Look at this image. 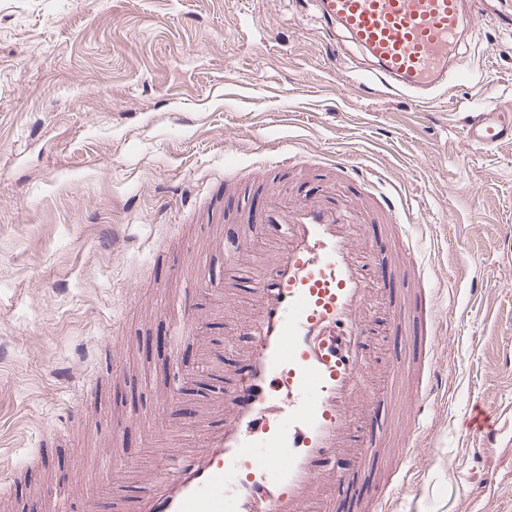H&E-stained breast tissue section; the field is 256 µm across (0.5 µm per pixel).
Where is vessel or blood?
I'll return each instance as SVG.
<instances>
[{"label": "vessel or blood", "mask_w": 512, "mask_h": 512, "mask_svg": "<svg viewBox=\"0 0 512 512\" xmlns=\"http://www.w3.org/2000/svg\"><path fill=\"white\" fill-rule=\"evenodd\" d=\"M466 0H314L316 19L328 42L326 57L340 54L332 36L342 29L347 41L372 59L378 82L396 96L426 105L448 87L449 62L466 54L457 41ZM472 153L512 140V126L489 112L466 126ZM350 188L319 185L303 194L274 189L250 207L243 223L224 233V281L201 280L186 297L175 298L176 318L164 338L170 379L158 397L155 424L172 439L151 466L133 461L113 469L100 462L104 481L83 500V512H326L337 488L350 480L340 468L351 455L361 465L377 461L372 431L382 419L379 406L362 418L353 407L368 365L359 338L367 331L373 296L386 298L393 332L417 325L418 381L415 406L434 394L431 377L440 334L438 291L407 234V204L399 186L378 193L376 202L394 233L376 240L363 233L366 212L356 206L362 182L359 166L343 162ZM282 236L267 239L268 225ZM400 252L416 286L415 299L397 297L398 285L382 264L367 268L365 252ZM251 271L248 307L238 300V274ZM243 321L247 342L211 337V317ZM194 342L193 361L182 347ZM366 429L351 446L353 428ZM466 430L480 447L497 441V410L472 408ZM404 448L387 471L386 492L370 504L390 512L392 495L409 491ZM41 448L13 480L52 468Z\"/></svg>", "instance_id": "b4317fda"}]
</instances>
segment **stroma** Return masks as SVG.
I'll list each match as a JSON object with an SVG mask.
<instances>
[{
    "label": "stroma",
    "mask_w": 512,
    "mask_h": 512,
    "mask_svg": "<svg viewBox=\"0 0 512 512\" xmlns=\"http://www.w3.org/2000/svg\"><path fill=\"white\" fill-rule=\"evenodd\" d=\"M465 20L468 79L426 106L366 95L368 67L325 58L308 0H0V462L51 448L58 467L17 486L0 512H31L61 473L85 493L111 418L153 416L185 276L166 260L195 250L224 278L216 240L254 192L211 204L226 168L265 187L343 181L325 157L361 159L402 185L408 230L443 310L434 385L419 417L422 458L394 512H512V447L466 452L473 404L502 409L512 436V141L474 154L463 118L512 98V0H479ZM308 159L280 165L284 152ZM164 260H157V252ZM453 290L442 287L444 281ZM362 346L367 402L391 401L386 433L409 419L386 368L413 351L380 309ZM350 512L377 495L381 467L342 461Z\"/></svg>",
    "instance_id": "stroma-1"
}]
</instances>
